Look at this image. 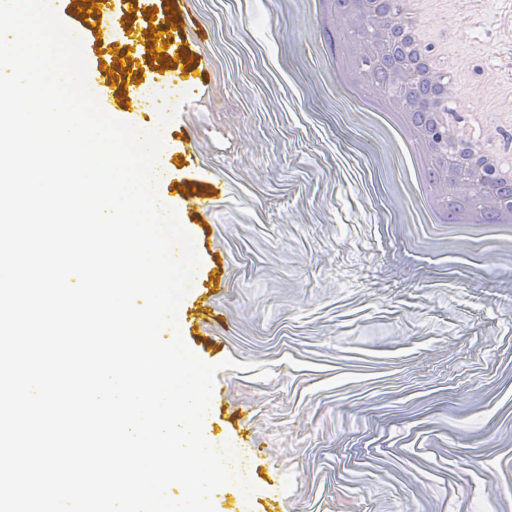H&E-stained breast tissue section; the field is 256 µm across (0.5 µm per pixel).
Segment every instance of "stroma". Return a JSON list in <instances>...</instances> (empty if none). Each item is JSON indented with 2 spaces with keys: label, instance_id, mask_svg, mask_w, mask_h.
<instances>
[{
  "label": "stroma",
  "instance_id": "1",
  "mask_svg": "<svg viewBox=\"0 0 512 512\" xmlns=\"http://www.w3.org/2000/svg\"><path fill=\"white\" fill-rule=\"evenodd\" d=\"M318 2L181 0L196 68L161 190L211 187L181 219L209 293L181 336L219 368L210 443L251 451V491L214 512H512V230L470 258L413 220L393 136L336 97ZM424 21L512 147V0H432Z\"/></svg>",
  "mask_w": 512,
  "mask_h": 512
}]
</instances>
